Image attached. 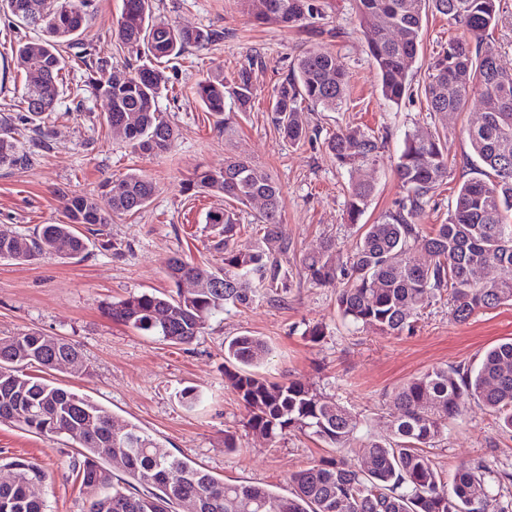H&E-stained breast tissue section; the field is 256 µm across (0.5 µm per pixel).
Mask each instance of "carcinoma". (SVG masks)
I'll return each mask as SVG.
<instances>
[{
    "instance_id": "carcinoma-1",
    "label": "carcinoma",
    "mask_w": 512,
    "mask_h": 512,
    "mask_svg": "<svg viewBox=\"0 0 512 512\" xmlns=\"http://www.w3.org/2000/svg\"><path fill=\"white\" fill-rule=\"evenodd\" d=\"M92 0H6L10 14L44 37L21 41L20 65L38 57L52 80L37 91L40 107L27 119L41 128L55 109L59 81L66 66L61 48H76L74 58L87 63L79 35ZM498 0H355V24L363 36L382 97L399 106L412 96V67L428 12L462 24L470 39L453 38L442 47L424 83L431 111L444 116L464 108L479 90L481 121L468 128L474 161L472 177L458 189L448 222L424 229L417 223L448 174L442 134L407 131L393 170L405 193L394 210L372 224H359L373 196L370 172L382 161L385 139L358 126H347L325 140L336 163L349 170L347 210L353 222L350 254L341 257L327 239L303 257L298 270L288 267L294 244L282 223L285 200L263 168L235 156L195 175V187L228 197L256 212L262 234L241 240L238 214L214 209L206 223L217 229L212 248L221 254L217 266L194 264L175 254L165 268L174 285L170 293L142 292L112 303V318L145 336L172 345H190L209 322L231 309L248 308L263 299L288 305V293L300 277L314 286L342 285L336 307L346 321L382 336L411 333L420 312L448 296L459 322L475 313L512 305V79L502 82L501 66L483 33L497 18ZM256 21L300 27L321 15L318 0H247ZM119 45L143 51L146 62L90 72L88 83L110 103L106 124L123 133L136 151H169L177 132L158 98L168 77L163 59H176L188 48L205 49L224 37L213 29L186 28L154 15L152 0H123L113 31ZM346 63L328 49L307 50L293 73L273 89L275 127L291 144L305 139V106L334 111L345 99ZM254 64L231 76L224 70L197 87L199 105L224 134L233 131L230 101L241 112L255 97ZM31 153L12 136L10 119H0V166L24 167ZM110 209L104 211L92 193L69 199L65 224H39L25 233L0 231V260L29 262L39 257L76 258L88 249L80 228L101 233L114 214L145 209L157 191L152 178L133 171L106 182ZM184 280L198 284L182 288ZM270 355L268 342L250 333L224 340V377L243 405V426L275 441L288 434L313 438L332 449L305 469L293 473V488L281 494L263 484L229 483L209 471L173 457L140 427L119 425L101 404L76 390L24 373L37 364L45 369L67 366L86 374L85 354L68 341L38 330L0 336V424H16L42 436L66 435L81 448L77 477L91 498L88 512H171L173 503L188 512H507L495 506L490 478L507 493L512 473H494L481 459L442 482L427 454L448 432V424L468 404L494 413L502 432L512 435V341L485 353L477 366L438 367L395 389L379 430L361 434L357 417L336 398L299 379L269 380L259 368ZM124 460V477H113L111 456ZM14 474L0 485V512H46L38 490L45 472L22 458L0 457V470Z\"/></svg>"
}]
</instances>
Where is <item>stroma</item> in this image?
<instances>
[{
  "label": "stroma",
  "instance_id": "1",
  "mask_svg": "<svg viewBox=\"0 0 512 512\" xmlns=\"http://www.w3.org/2000/svg\"><path fill=\"white\" fill-rule=\"evenodd\" d=\"M335 27V37L315 39L310 27L283 28L255 21L244 0H154L158 17L189 28L217 29L224 39L206 49H187L173 67L159 107L179 129L172 149L160 155L133 151L107 126V103L87 83V69L71 61L55 114L44 131L48 150L24 168L0 167V227L20 231L66 220L69 197L94 194L100 207L109 197L104 180L140 170L156 182L150 205L136 214L113 216L106 233L111 249L91 236L84 257L43 258L26 263L0 261V336L36 329L80 346L89 374L66 368L43 371L44 379L70 387L105 406L121 423L137 425L171 455L237 483L260 482L279 492L289 489V476L329 456L314 439L289 434L277 441L246 430L245 410L224 383V340L244 332L263 337L271 348L262 373L273 381L297 378L333 395L372 425L388 410L391 392L435 367L478 363L485 351L512 340V306L480 312L456 322L447 299L430 303L413 334L379 336L341 319L336 289L308 283L292 289L284 307L259 302L212 321L204 337L171 346L141 335L113 320V302L143 291L171 287L163 270L173 254L199 264L221 261L212 248L215 229L205 222L216 208L237 211L243 237L256 236L252 209L192 189L196 169L222 163L234 153L254 161L278 183L285 207L282 220L296 255L334 239L341 250L352 240L347 213L349 175L326 153L323 141L348 124L385 135L384 161L374 174L376 188L361 221L373 223L394 209L403 192L395 178L396 158L406 131L445 129L448 176L438 186L421 218L441 224L448 218L459 185L467 179L472 155L467 127L479 108L471 97L464 110L449 117L431 112L424 95L401 106L381 96L364 41L354 23V0H320ZM122 0H93L81 40L104 66L137 67L134 51L117 48L112 31ZM459 24L430 16L422 50L413 66V85H421L441 47L461 35ZM39 31L17 26L0 6V116H11L24 128L21 102L29 71L17 67L12 48L17 38H39ZM322 43L349 69L350 84L342 106L333 112H308L309 136L292 145L277 133L269 95L290 73L303 52ZM254 64L256 97L250 111L234 112L235 132L225 136L196 105L198 83L216 67L233 72ZM323 325L325 337L313 343L306 327ZM191 388L201 396L195 408L182 405L179 393ZM236 434L235 448L224 446L225 431ZM78 445L60 436L50 439L13 424H0V456L18 457L41 466L48 475L42 488L47 512H87L89 496L76 476ZM430 454L451 482L457 469L485 458L512 471V436L503 434L494 414L468 408L450 424L448 435Z\"/></svg>",
  "mask_w": 512,
  "mask_h": 512
}]
</instances>
